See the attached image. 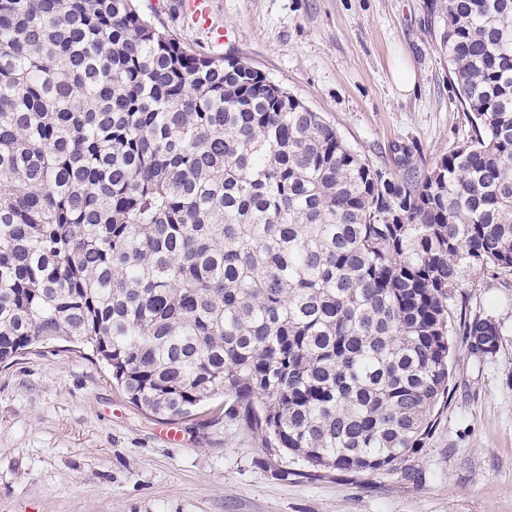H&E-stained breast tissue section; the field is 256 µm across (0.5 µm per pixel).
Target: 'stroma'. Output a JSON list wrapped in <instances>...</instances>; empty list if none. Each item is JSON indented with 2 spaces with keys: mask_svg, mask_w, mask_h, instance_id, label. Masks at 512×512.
Here are the masks:
<instances>
[{
  "mask_svg": "<svg viewBox=\"0 0 512 512\" xmlns=\"http://www.w3.org/2000/svg\"><path fill=\"white\" fill-rule=\"evenodd\" d=\"M168 2L137 5L186 47L246 59L386 171L395 146L430 161L469 134L438 0H213L219 43ZM400 65L415 75L404 93ZM466 295L471 314L499 320L496 354L455 342L447 410L416 455L371 474L281 480L287 456L237 424L183 421L170 442L89 356H19L0 366V512H512V284L484 274Z\"/></svg>",
  "mask_w": 512,
  "mask_h": 512,
  "instance_id": "stroma-1",
  "label": "stroma"
}]
</instances>
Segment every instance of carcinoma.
Instances as JSON below:
<instances>
[{
    "mask_svg": "<svg viewBox=\"0 0 512 512\" xmlns=\"http://www.w3.org/2000/svg\"><path fill=\"white\" fill-rule=\"evenodd\" d=\"M470 134L386 172L241 58L134 0H0V364L57 341L129 403L293 468L391 471L448 406L463 312L512 275V0H442Z\"/></svg>",
    "mask_w": 512,
    "mask_h": 512,
    "instance_id": "obj_1",
    "label": "carcinoma"
}]
</instances>
